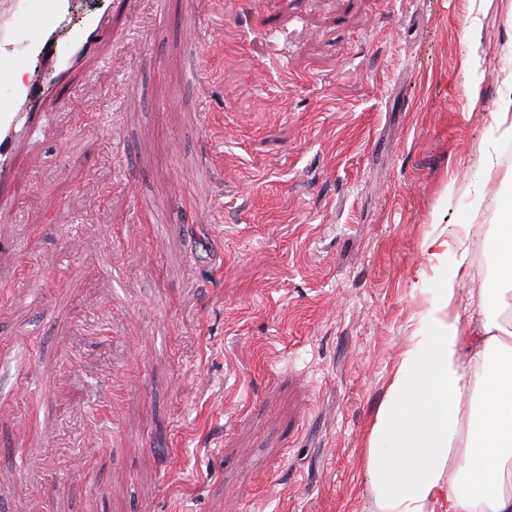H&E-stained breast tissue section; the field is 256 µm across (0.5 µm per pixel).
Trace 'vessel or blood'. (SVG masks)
Wrapping results in <instances>:
<instances>
[{
  "mask_svg": "<svg viewBox=\"0 0 512 512\" xmlns=\"http://www.w3.org/2000/svg\"><path fill=\"white\" fill-rule=\"evenodd\" d=\"M70 0H0V79L10 80L31 59L42 60L45 76L0 96V212H12V171L21 143L36 139L47 113L35 104L49 89L63 88L71 71L113 36L109 11L68 25Z\"/></svg>",
  "mask_w": 512,
  "mask_h": 512,
  "instance_id": "1",
  "label": "vessel or blood"
}]
</instances>
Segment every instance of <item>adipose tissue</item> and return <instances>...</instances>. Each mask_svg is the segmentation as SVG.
<instances>
[{"label":"adipose tissue","instance_id":"adipose-tissue-1","mask_svg":"<svg viewBox=\"0 0 512 512\" xmlns=\"http://www.w3.org/2000/svg\"><path fill=\"white\" fill-rule=\"evenodd\" d=\"M510 230L483 247L498 275L459 299L466 238L430 289L371 425L367 477L377 512H512V205Z\"/></svg>","mask_w":512,"mask_h":512}]
</instances>
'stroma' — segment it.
Returning <instances> with one entry per match:
<instances>
[{"mask_svg":"<svg viewBox=\"0 0 512 512\" xmlns=\"http://www.w3.org/2000/svg\"><path fill=\"white\" fill-rule=\"evenodd\" d=\"M104 1L116 39L71 83L112 123L38 102L0 218V512H376L422 241L467 235V297L491 267L469 230L512 197V0L74 14ZM492 126L505 140L512 139V95L508 94L497 102L495 112L491 114Z\"/></svg>","mask_w":512,"mask_h":512,"instance_id":"stroma-1","label":"stroma"}]
</instances>
